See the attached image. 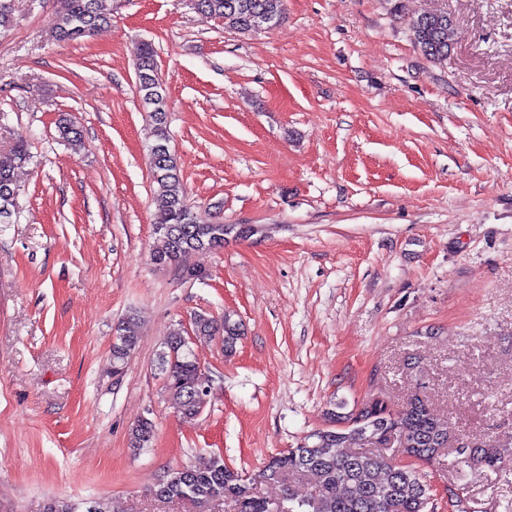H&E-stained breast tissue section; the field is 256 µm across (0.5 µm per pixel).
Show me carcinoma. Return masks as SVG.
<instances>
[{"label": "carcinoma", "instance_id": "carcinoma-1", "mask_svg": "<svg viewBox=\"0 0 512 512\" xmlns=\"http://www.w3.org/2000/svg\"><path fill=\"white\" fill-rule=\"evenodd\" d=\"M196 11L223 21L229 30L257 32L283 22L285 0H196ZM109 22L102 0H58L50 29L58 41H76L90 38ZM408 29L414 46L425 59L436 64L448 61L453 34L448 11L439 8L420 14L409 21ZM134 60L140 102L155 125L151 146L153 188L165 201L155 221L159 241L153 253L155 263L172 265L193 251L221 249L230 236H253L249 224H201L195 220L176 155L169 149L165 89L158 78L153 47L148 43L138 46ZM29 160L22 144L0 153V224H12L16 219L18 192L14 173ZM219 332L224 337V355H232L240 336L239 324L229 315L220 322L204 314L194 317V336L211 338ZM116 334L119 344L112 352V368L118 373L138 343L134 318L120 322ZM160 369L166 375V389L176 413L186 419L197 417L204 407V385L200 381V365L181 331L176 330L165 339ZM347 423L343 429L314 432L299 446L266 463L260 477L281 488L276 499L254 492L253 484L243 474L215 455L171 469L153 495L159 500H187L198 512H209V507L226 500L234 503L236 512H431L430 479L422 466L432 465L452 452L462 479L476 469H501L499 445L470 444L465 428L441 417L417 393L394 409L379 391L347 417ZM153 433L152 421H138L131 428V447L147 446ZM390 434L396 437L398 451L417 460V464L396 465L378 451L349 450L355 444L385 448ZM459 439L469 442L463 453L453 448ZM304 482L310 485V491L300 497L295 487ZM92 506L93 510L88 511L76 503L50 499L43 505V512H105L100 501L92 502Z\"/></svg>", "mask_w": 512, "mask_h": 512}]
</instances>
